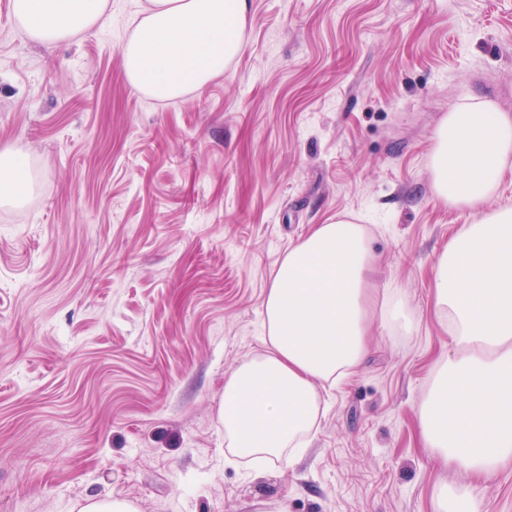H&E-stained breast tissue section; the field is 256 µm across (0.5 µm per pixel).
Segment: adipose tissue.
I'll use <instances>...</instances> for the list:
<instances>
[{"instance_id":"1","label":"adipose tissue","mask_w":512,"mask_h":512,"mask_svg":"<svg viewBox=\"0 0 512 512\" xmlns=\"http://www.w3.org/2000/svg\"><path fill=\"white\" fill-rule=\"evenodd\" d=\"M121 52L129 83L157 100L204 87L243 47L249 0H147ZM108 0H12L31 40L55 44L98 25ZM512 159V116L488 101L456 106L435 134L437 197L468 207L433 274L432 309L451 350L434 366L419 424L425 448L482 479L512 464V209L485 210ZM26 153L0 146V206L32 189ZM365 225L346 217L291 246L264 304L266 349L224 379L220 415L234 454L294 463L325 412V386L346 383L365 360L369 303L381 322L411 330L404 298L377 292Z\"/></svg>"}]
</instances>
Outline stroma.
Returning a JSON list of instances; mask_svg holds the SVG:
<instances>
[{"instance_id": "obj_1", "label": "stroma", "mask_w": 512, "mask_h": 512, "mask_svg": "<svg viewBox=\"0 0 512 512\" xmlns=\"http://www.w3.org/2000/svg\"><path fill=\"white\" fill-rule=\"evenodd\" d=\"M109 4L38 44L0 0V146L36 179L0 208V512H434L466 478L418 431L449 349L432 268L473 214L435 195L430 154L465 101L512 114V0H250L241 53L171 101L124 71L146 0ZM340 214L416 328L373 319L309 446L260 469L224 441V378L265 350L289 246ZM476 495L512 512V466ZM79 512H137L136 508L123 500L89 497L78 505Z\"/></svg>"}]
</instances>
